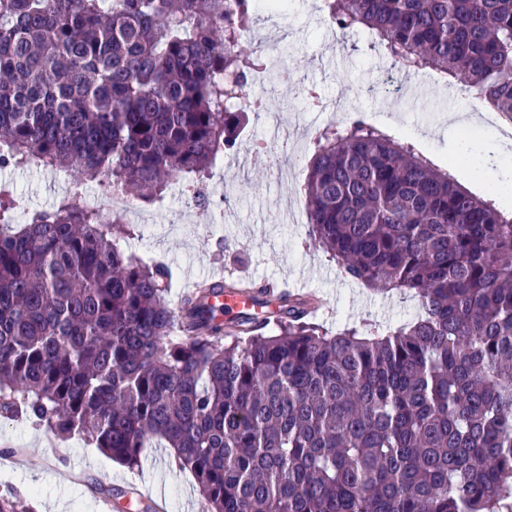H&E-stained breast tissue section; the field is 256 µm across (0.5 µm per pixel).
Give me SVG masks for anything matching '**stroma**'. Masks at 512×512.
<instances>
[{
	"label": "stroma",
	"mask_w": 512,
	"mask_h": 512,
	"mask_svg": "<svg viewBox=\"0 0 512 512\" xmlns=\"http://www.w3.org/2000/svg\"><path fill=\"white\" fill-rule=\"evenodd\" d=\"M322 0H288L270 27L280 44L289 46L282 61L292 73L289 83L268 78L257 89L269 116H251L235 152L212 167L211 205L195 206L173 183L161 204L149 207L153 223L140 224L127 245L139 255L162 261L173 271L171 303L204 279L243 276L262 285L287 281L300 293L321 301L317 321L328 329L377 323L399 325L418 310L410 295L383 293L346 281L323 253L309 246L308 223L285 224L284 208L304 209L306 166L279 177L281 163L306 151L325 125L362 117L392 120L396 137L415 135L439 167L467 154L469 177L461 185L503 212L512 211V195L476 184L492 147L503 146L497 161L512 164V119L473 100L463 85L435 83L432 72L405 71L373 47L367 36L342 33L324 22ZM411 91L408 107L393 105L381 87L384 73ZM319 85L326 101L341 102L343 112L302 111L303 91ZM277 140V162L254 153L257 142ZM6 184L22 193L29 208H52L65 187L28 169L7 172ZM98 483L112 491L110 501L93 495ZM142 494L161 495L165 512H200L194 476L179 470L170 451L144 449L142 467L132 472L77 436L60 438L26 420L0 416V495L27 499L35 512H123L128 485Z\"/></svg>",
	"instance_id": "stroma-1"
}]
</instances>
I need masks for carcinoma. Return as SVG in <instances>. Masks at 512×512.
<instances>
[{
	"label": "carcinoma",
	"mask_w": 512,
	"mask_h": 512,
	"mask_svg": "<svg viewBox=\"0 0 512 512\" xmlns=\"http://www.w3.org/2000/svg\"><path fill=\"white\" fill-rule=\"evenodd\" d=\"M396 63L512 118V0H323ZM254 0H0V164L80 176L22 224L0 189V414L131 471L154 442L204 512H512V218L363 119L316 133L310 244L343 277L407 291L405 324L333 333L278 297L275 330L225 322L222 281L180 309L87 182L141 205L234 150L268 57ZM0 512H34L0 495Z\"/></svg>",
	"instance_id": "1"
}]
</instances>
